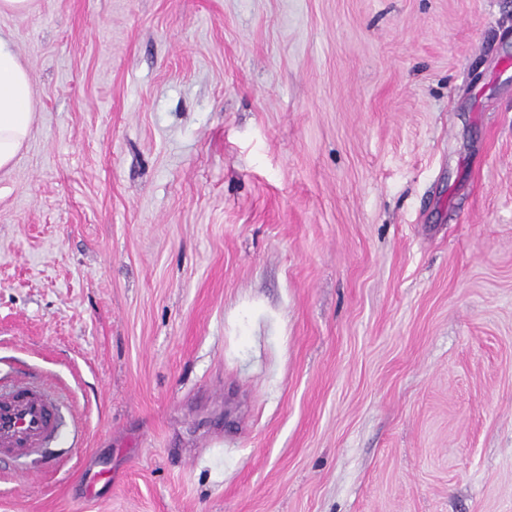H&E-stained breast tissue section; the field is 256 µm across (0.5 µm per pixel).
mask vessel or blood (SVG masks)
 Instances as JSON below:
<instances>
[{
  "label": "vessel or blood",
  "instance_id": "obj_1",
  "mask_svg": "<svg viewBox=\"0 0 512 512\" xmlns=\"http://www.w3.org/2000/svg\"><path fill=\"white\" fill-rule=\"evenodd\" d=\"M57 428V409L41 391L21 386L0 393V449L41 447Z\"/></svg>",
  "mask_w": 512,
  "mask_h": 512
}]
</instances>
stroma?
Returning <instances> with one entry per match:
<instances>
[{
    "label": "stroma",
    "instance_id": "obj_1",
    "mask_svg": "<svg viewBox=\"0 0 512 512\" xmlns=\"http://www.w3.org/2000/svg\"><path fill=\"white\" fill-rule=\"evenodd\" d=\"M0 512H512V0H36ZM57 428L56 406L41 391L21 386L0 393V449L39 448Z\"/></svg>",
    "mask_w": 512,
    "mask_h": 512
}]
</instances>
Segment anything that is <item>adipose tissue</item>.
I'll return each mask as SVG.
<instances>
[{"instance_id":"1","label":"adipose tissue","mask_w":512,"mask_h":512,"mask_svg":"<svg viewBox=\"0 0 512 512\" xmlns=\"http://www.w3.org/2000/svg\"><path fill=\"white\" fill-rule=\"evenodd\" d=\"M36 112L33 83L9 39L0 36V170L28 140Z\"/></svg>"}]
</instances>
